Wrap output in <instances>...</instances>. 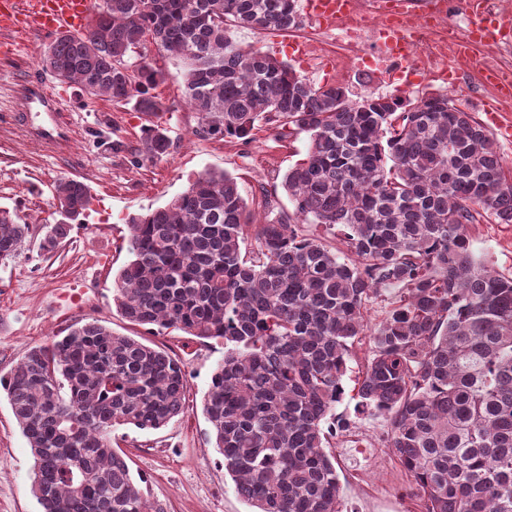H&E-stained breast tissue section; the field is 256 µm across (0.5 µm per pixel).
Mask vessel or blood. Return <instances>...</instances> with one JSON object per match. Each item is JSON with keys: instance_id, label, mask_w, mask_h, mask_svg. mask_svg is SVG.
I'll return each mask as SVG.
<instances>
[{"instance_id": "b4317fda", "label": "vessel or blood", "mask_w": 512, "mask_h": 512, "mask_svg": "<svg viewBox=\"0 0 512 512\" xmlns=\"http://www.w3.org/2000/svg\"><path fill=\"white\" fill-rule=\"evenodd\" d=\"M92 0H0V32L15 38H41L65 29L82 31L91 11ZM356 0H306L308 14L321 23L332 25L337 21L354 19ZM466 9L473 21L456 43L466 59H473L476 47L501 39L512 32V19L489 16L485 0H467ZM20 107L14 112L0 114L1 125H15L26 129L34 139L68 149L71 137L55 112L57 98L36 77H25L19 91ZM42 108L43 123L33 126L29 117L34 108Z\"/></svg>"}]
</instances>
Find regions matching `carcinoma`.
<instances>
[{"label":"carcinoma","instance_id":"carcinoma-1","mask_svg":"<svg viewBox=\"0 0 512 512\" xmlns=\"http://www.w3.org/2000/svg\"><path fill=\"white\" fill-rule=\"evenodd\" d=\"M302 26L296 0H106L86 33L58 34L40 57L87 100L158 116L171 79L143 53L147 38L176 54L196 136L253 141L260 125L309 135L283 176L289 214L265 194L257 223L234 177L207 170L165 205L129 218L131 259L112 279L130 323L224 345L203 400L210 440L252 512H340L327 448L347 362L370 337L363 412L384 416L388 448L423 512H512V276L488 267L469 226L512 223V172L486 130L446 95L352 100L316 85L232 30ZM144 149L169 155L167 129ZM61 179L54 252L91 204ZM338 228L337 248L305 235ZM35 228L0 207V263ZM399 300L378 325L367 302ZM34 456L43 512H167L113 447L123 426L155 431L183 413L187 377L168 353L95 320L30 349L0 378ZM397 290L382 288L377 298H373L367 304L366 319L372 327L379 324L386 316L390 308V302L395 299Z\"/></svg>","mask_w":512,"mask_h":512}]
</instances>
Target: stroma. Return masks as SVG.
<instances>
[{"instance_id":"stroma-1","label":"stroma","mask_w":512,"mask_h":512,"mask_svg":"<svg viewBox=\"0 0 512 512\" xmlns=\"http://www.w3.org/2000/svg\"><path fill=\"white\" fill-rule=\"evenodd\" d=\"M235 38L288 61L314 84L346 87L355 100L369 93L393 98L425 92L448 95L488 130L512 169V105L500 104L494 90L481 81L478 68H449L444 83L411 78L400 66L390 75L375 77L364 71L362 58L374 51L376 39L351 47L335 32L311 24L264 35L239 30ZM43 50L38 40L18 49L15 60L0 62V110L16 106L17 80L36 73L50 90L67 91L69 99L57 113L71 130L72 144L61 153L31 140L23 130L0 127V206L18 208L33 226L49 223L54 185L62 178L85 182L93 201L54 255H44L34 240L13 262L0 265V376L8 375L31 347L48 343L53 334L80 320H97L115 333L168 349L187 372L186 410L156 432L120 428L133 476L142 478L151 498L166 502L167 512H250L225 473L222 456L208 442L209 424L202 411L212 372L224 356L223 345L130 325L112 303V278L129 259L128 217L164 205L206 170L231 174L247 200L258 202L264 193H275L281 206L292 209L281 180L305 158L308 137L281 141L264 127L247 145L194 136L196 114L187 106L184 85L177 78L182 64L163 56L158 63L173 78L157 92L169 106L162 124L173 146L166 158L154 159L143 147L146 115L122 102L80 101L75 88H62L41 69ZM470 235L493 269L512 275V224H474ZM370 352L369 340L356 344L343 379L345 393L335 409L336 420L349 424L337 433L331 450L340 507L342 512H422L408 473L388 448L385 418L358 407L357 381ZM354 435L379 444L380 455L371 469H360L344 454ZM33 466L27 441L0 389V512H41L31 489Z\"/></svg>"}]
</instances>
